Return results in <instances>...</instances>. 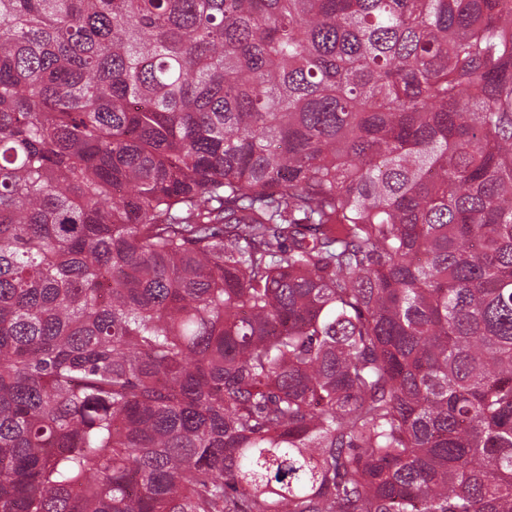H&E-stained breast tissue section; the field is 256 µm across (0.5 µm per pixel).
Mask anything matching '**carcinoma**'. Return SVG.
Here are the masks:
<instances>
[{"mask_svg": "<svg viewBox=\"0 0 512 512\" xmlns=\"http://www.w3.org/2000/svg\"><path fill=\"white\" fill-rule=\"evenodd\" d=\"M0 512H512V0H0Z\"/></svg>", "mask_w": 512, "mask_h": 512, "instance_id": "carcinoma-1", "label": "carcinoma"}]
</instances>
